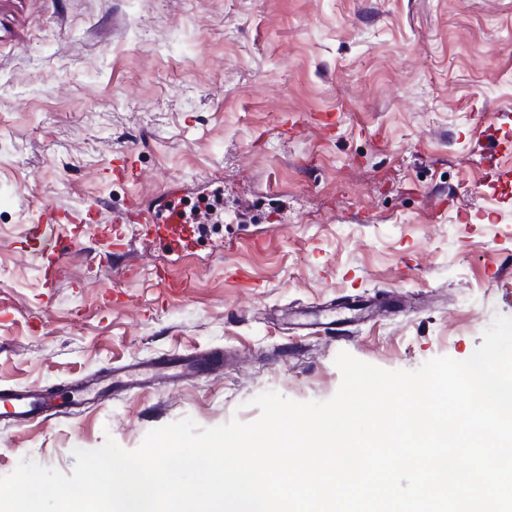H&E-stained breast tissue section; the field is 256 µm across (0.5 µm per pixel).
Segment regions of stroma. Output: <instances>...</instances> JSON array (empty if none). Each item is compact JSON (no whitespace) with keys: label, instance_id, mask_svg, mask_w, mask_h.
<instances>
[{"label":"stroma","instance_id":"stroma-1","mask_svg":"<svg viewBox=\"0 0 512 512\" xmlns=\"http://www.w3.org/2000/svg\"><path fill=\"white\" fill-rule=\"evenodd\" d=\"M125 152L132 183L108 173ZM172 182L222 221L183 253L115 238L128 196L149 206ZM44 203L74 218L46 231L68 250L50 290L30 236ZM499 316L512 0H0V390L224 352L212 376L0 415V476L23 459L68 475L74 449L133 450L186 417L249 423L269 390L329 399L342 351L385 370L463 361Z\"/></svg>","mask_w":512,"mask_h":512}]
</instances>
